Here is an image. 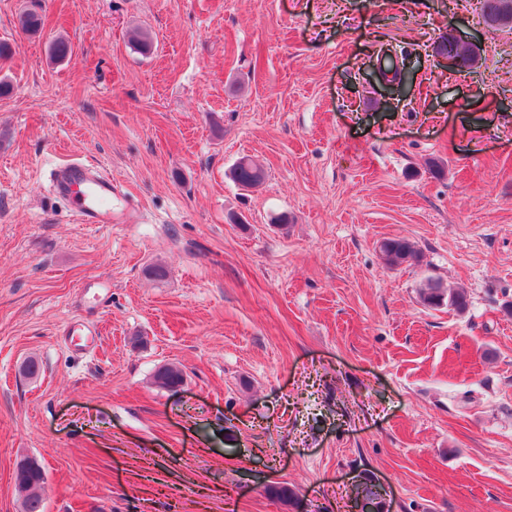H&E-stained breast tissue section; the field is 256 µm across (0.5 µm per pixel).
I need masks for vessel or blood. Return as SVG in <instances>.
<instances>
[{
	"mask_svg": "<svg viewBox=\"0 0 512 512\" xmlns=\"http://www.w3.org/2000/svg\"><path fill=\"white\" fill-rule=\"evenodd\" d=\"M55 193L74 203L75 213L84 224H109L114 218L112 203L124 202L127 194L111 174L103 168L83 162H70L56 168L52 174ZM135 211L126 206L121 216L133 221Z\"/></svg>",
	"mask_w": 512,
	"mask_h": 512,
	"instance_id": "1",
	"label": "vessel or blood"
}]
</instances>
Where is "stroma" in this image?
I'll return each instance as SVG.
<instances>
[{"label": "stroma", "mask_w": 512, "mask_h": 512, "mask_svg": "<svg viewBox=\"0 0 512 512\" xmlns=\"http://www.w3.org/2000/svg\"><path fill=\"white\" fill-rule=\"evenodd\" d=\"M0 42V512L26 457L44 512H348L358 474L391 512H512V29L477 0H0ZM74 158L137 223H76ZM479 51L475 44H465L452 36L437 48V53L445 56L448 59V66L453 68H471L479 60ZM379 251L386 264L396 267L405 263H415L419 259V252L415 246L406 239L392 238L383 240ZM419 297L423 305L430 308L448 305L462 312L468 306L464 292L445 288L439 281L433 279L427 280L424 286L420 288Z\"/></svg>", "instance_id": "stroma-1"}]
</instances>
